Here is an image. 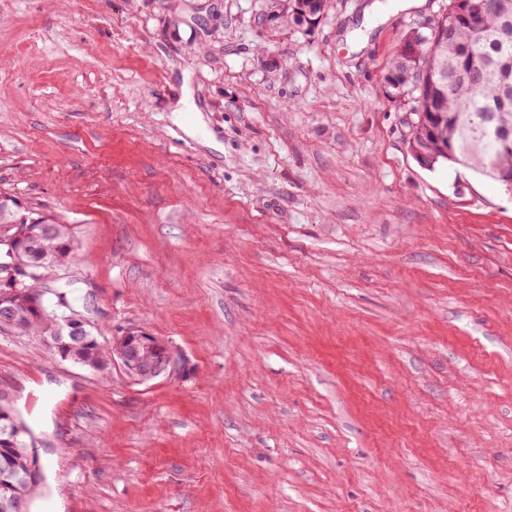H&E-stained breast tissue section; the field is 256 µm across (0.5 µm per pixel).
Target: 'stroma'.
<instances>
[{"mask_svg": "<svg viewBox=\"0 0 512 512\" xmlns=\"http://www.w3.org/2000/svg\"><path fill=\"white\" fill-rule=\"evenodd\" d=\"M275 4L0 0V191L70 225L97 336L180 361L0 329L31 512H512V189L419 164L386 81L442 0ZM115 362L138 383L172 376L179 365L176 353L166 342L135 328L112 337V363Z\"/></svg>", "mask_w": 512, "mask_h": 512, "instance_id": "1", "label": "stroma"}]
</instances>
